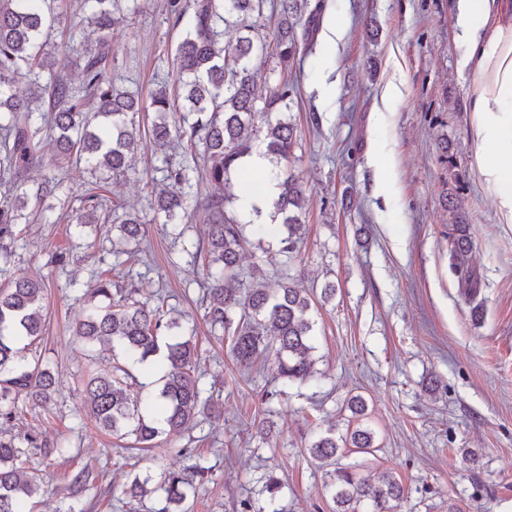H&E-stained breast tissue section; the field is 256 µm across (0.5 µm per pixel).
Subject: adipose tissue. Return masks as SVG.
Masks as SVG:
<instances>
[{
    "instance_id": "1",
    "label": "adipose tissue",
    "mask_w": 512,
    "mask_h": 512,
    "mask_svg": "<svg viewBox=\"0 0 512 512\" xmlns=\"http://www.w3.org/2000/svg\"><path fill=\"white\" fill-rule=\"evenodd\" d=\"M458 37L470 47L474 156L501 223L512 224V0H457Z\"/></svg>"
}]
</instances>
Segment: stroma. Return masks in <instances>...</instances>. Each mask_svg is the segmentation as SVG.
Instances as JSON below:
<instances>
[{"mask_svg": "<svg viewBox=\"0 0 512 512\" xmlns=\"http://www.w3.org/2000/svg\"><path fill=\"white\" fill-rule=\"evenodd\" d=\"M324 2L323 22L344 31L335 53L315 31V53L283 67L275 53L257 56L260 89L295 84L290 113L298 126L288 171L305 192L306 233L290 259L278 243L269 252L247 245L240 283L261 270L266 287L287 266L292 286L334 296L313 312L315 379L284 383L274 361L254 373L239 370L221 333L204 318L202 270L190 252L205 214L188 207L185 234L174 238L152 223L155 195L166 185L164 164L202 169L203 157L178 148L155 151L142 142L120 182L84 165L56 161L44 147L24 177L34 190L44 177L59 189L51 211L27 206L13 238L0 240V282L36 276L46 284V330L36 354L58 378L44 407L22 403L12 429L36 435L69 457H30L43 485L36 512H157L158 494L129 499L139 476L157 486L165 473L190 465L212 468V482L188 499L186 512H332L324 491L330 469L308 447L318 435L363 425L376 449L363 455L361 477L392 473L404 489L397 512H512V224L497 220L491 192L478 178L467 108L469 76L460 66L467 47L456 36V0H308ZM115 13L107 69L119 89L149 101L174 83L180 29L170 0H138ZM376 23L375 39L364 35ZM402 96L380 119L379 95L389 82ZM380 151L396 179L392 205L372 195L367 162ZM100 197L98 223L75 229L89 195ZM148 218L147 254H124L113 206ZM469 225L471 263L478 279L469 297L449 265L452 229ZM114 285L160 291L167 317L190 323L201 353L205 397L219 417L199 416L193 429L158 438L153 451L134 454L98 429L85 406L88 368L109 374L114 354L89 361L72 334L86 293L102 274ZM363 396L367 411L352 417L346 404ZM101 477L72 500L68 485L83 466ZM277 495H269V477Z\"/></svg>", "mask_w": 512, "mask_h": 512, "instance_id": "obj_1", "label": "stroma"}]
</instances>
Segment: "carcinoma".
Returning <instances> with one entry per match:
<instances>
[{
  "instance_id": "carcinoma-1",
  "label": "carcinoma",
  "mask_w": 512,
  "mask_h": 512,
  "mask_svg": "<svg viewBox=\"0 0 512 512\" xmlns=\"http://www.w3.org/2000/svg\"><path fill=\"white\" fill-rule=\"evenodd\" d=\"M121 0H81L86 20L96 37L82 48V88L77 89L56 71L59 55L46 49L45 30L54 26L68 0H0V239L14 235L23 218L21 210L29 197L44 205L55 195V178L41 182L33 193L23 189L27 168L42 158V137L51 132L55 156L76 158L95 173L103 170L112 180L124 179L140 146L141 129L135 117L153 114L149 140L159 148L175 142L187 150L202 149L207 156L205 178L214 192L196 198V207L206 214L202 240L193 258L201 259L205 271L201 305L213 328L227 336L233 361L241 370L275 356L279 378L285 382H306L315 376L311 344L313 322L311 299L287 285L288 269L279 274L282 285L268 288L258 283L245 290L230 288L237 281V265L243 247L249 243L244 225L229 217L226 205L238 199L232 191L231 174H236L241 191L248 190L253 176L241 166L252 154L254 142L264 146V157L272 165L268 176L279 189L273 202L274 217L280 220L279 254L296 251L304 224L300 214L305 204L300 183L281 169V161L295 141L296 127L288 118L294 85L283 82L257 91L251 59L267 50L257 36V21L263 17L267 0H171L175 23L193 10L181 41L176 47L177 82L184 89V102L175 103L167 89H158L149 105L133 93L118 89L106 74L112 39L113 13ZM300 0H279L275 49L279 62L288 64L299 53L293 17ZM245 32L235 44L224 46V29ZM26 77L35 85L30 96H20L16 81ZM170 187L156 194L154 216L179 229L187 205L184 187L191 185L186 168L166 167ZM145 224L129 214L120 221L128 241H139ZM472 250L468 227L456 224L451 257L461 274L465 292L476 291L477 279L465 266ZM45 283L34 277L14 279L0 285V512H32L29 504L40 489L39 474L27 470L29 455H62L64 448H49L26 435L16 442L8 426L16 420L19 401L45 406L58 381L42 359H29L26 351L39 343L45 333L43 296ZM140 288L112 289L103 279L91 290L88 306L75 320L73 335L88 352L120 348L132 362H155L162 388L155 397H134V377L122 366L113 374L89 376L84 385V402L91 420L114 438L131 439L130 449L153 447L165 431L179 433L192 428L196 418L212 412L202 398L196 374L197 345L186 337L182 324L167 319L159 306L150 308L134 298ZM342 448L370 454L373 433L357 426L340 439L320 435L308 452L322 463L334 466L326 494L335 504L333 512H396L403 497L402 485L390 476L378 483L358 477L362 463H338ZM213 470L199 465L173 471L155 487L165 505L159 512H172L205 481ZM97 479L84 467L73 478L72 497H77Z\"/></svg>"
}]
</instances>
